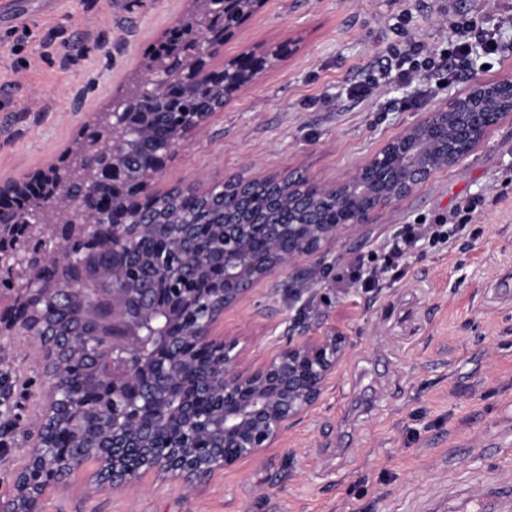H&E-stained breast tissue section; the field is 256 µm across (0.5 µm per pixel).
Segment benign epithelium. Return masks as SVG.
I'll return each mask as SVG.
<instances>
[{"mask_svg":"<svg viewBox=\"0 0 512 512\" xmlns=\"http://www.w3.org/2000/svg\"><path fill=\"white\" fill-rule=\"evenodd\" d=\"M203 9L224 17V29L193 27L184 43L169 54L142 64L140 84L152 98L161 93L184 97L213 82L224 85L225 69L245 80L238 92L264 71L260 62L278 59L282 49L250 50L214 70L211 60L242 21L240 0H197ZM108 125L96 126L90 114L77 138L58 157L19 176L0 178V336L39 340L47 385L35 425L38 453L51 454L73 469L82 462L87 436L70 441L60 453L45 441L50 414L92 408L100 417L93 433L95 447L107 458L98 472L100 486L130 491L148 473L181 478L192 484L219 468L257 459L272 448L321 399L349 347L340 330L319 326L304 330L260 364L244 368L246 346L236 337L215 332L224 311L236 306L254 284L294 269L304 258L320 257L327 246L353 235L388 207L417 191L435 171L455 165L488 133L512 115V81L476 80L453 98L388 141L354 176L319 186L309 178L279 179L285 187L279 202L258 224L238 223L236 210L224 209L215 236L184 246L155 245L167 196L151 191L162 160L203 130L216 111L195 112L167 138H156L161 112L107 110ZM135 127L155 139L140 161L142 179L133 182L125 163V129ZM84 170L89 185L73 191V173ZM320 199L336 202V223L304 224L302 219ZM138 242L157 255H183V263L146 277L134 285L126 275L131 249ZM220 242L224 289L198 301L194 319H180L176 302L196 292L200 268ZM112 253V266L87 279L83 257ZM51 268L52 281L41 271ZM47 298L77 307L90 324L74 333L71 344L95 351L94 404L72 390L70 366L54 357L55 343L43 321ZM164 317L159 335L164 355L144 357L149 341L144 330ZM180 323L177 333L171 324ZM208 353L206 364L188 375L190 351ZM23 500L0 501V512H39L41 498L56 487L53 480L33 482L23 473Z\"/></svg>","mask_w":512,"mask_h":512,"instance_id":"benign-epithelium-1","label":"benign epithelium"}]
</instances>
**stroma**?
<instances>
[{
	"instance_id": "1",
	"label": "stroma",
	"mask_w": 512,
	"mask_h": 512,
	"mask_svg": "<svg viewBox=\"0 0 512 512\" xmlns=\"http://www.w3.org/2000/svg\"><path fill=\"white\" fill-rule=\"evenodd\" d=\"M30 15L0 13V177L41 166L70 143L87 113L105 109L187 0H14ZM432 46L450 37L449 14L497 25L504 53L474 49L450 80L421 95L393 83L356 99L350 85L378 71L394 26ZM288 51L237 93L168 159L154 188L219 185L244 169L299 171L323 185L352 175L391 138L462 93L473 80L512 79V0H264L212 65L248 49ZM477 200V238L412 254L404 275L367 292L336 275L378 251L405 224ZM311 288L298 292L300 279ZM339 327L346 358L319 404L280 447L198 490L145 475L129 492L93 488L97 461L59 482L43 512H461L512 482V117L455 166L436 172L373 224L320 260L256 283L224 314L221 331L261 362L303 327ZM0 370L18 384L14 421L41 408L46 375L37 343L0 338ZM0 450V500L30 449L11 434Z\"/></svg>"
}]
</instances>
